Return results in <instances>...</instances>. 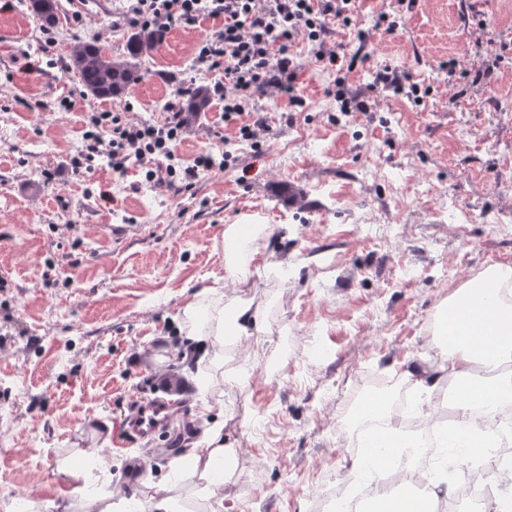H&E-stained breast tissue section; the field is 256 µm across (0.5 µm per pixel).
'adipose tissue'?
Here are the masks:
<instances>
[{"label": "adipose tissue", "mask_w": 512, "mask_h": 512, "mask_svg": "<svg viewBox=\"0 0 512 512\" xmlns=\"http://www.w3.org/2000/svg\"><path fill=\"white\" fill-rule=\"evenodd\" d=\"M495 286L489 293L473 296L464 288L448 299V315L442 321L447 345L441 353L439 377L416 375L420 391H432L439 379L455 386V441L462 461L479 459L491 476L500 468L491 453L492 442L485 439L478 422L482 412L512 403V266L495 267L490 272ZM258 322L251 302L236 297L230 303L213 299L208 288L195 292L182 308L180 329L195 337L197 349L209 354L211 344L223 342L225 332L236 339L249 338ZM237 454L226 446L220 430L214 429L177 459V466L205 484L220 486Z\"/></svg>", "instance_id": "ef3b65f1"}]
</instances>
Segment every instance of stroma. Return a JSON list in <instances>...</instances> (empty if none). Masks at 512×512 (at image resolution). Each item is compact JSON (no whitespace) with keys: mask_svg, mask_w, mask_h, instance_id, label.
Wrapping results in <instances>:
<instances>
[{"mask_svg":"<svg viewBox=\"0 0 512 512\" xmlns=\"http://www.w3.org/2000/svg\"><path fill=\"white\" fill-rule=\"evenodd\" d=\"M71 2L43 33L26 0H0V512L20 496L76 510L108 493L151 512L163 491L176 512H322L326 477H347L357 456L358 426L337 430V416L372 378L433 371L449 295L512 259V0H416L391 33L375 26L391 0L362 2L351 28L326 37L355 61L346 90L369 93L387 65L429 87L421 103L379 91L369 111L341 115L335 73L309 64L297 102L261 96L260 149L237 141L213 100L176 151L189 164L228 150L236 165L153 188L102 157L78 164L82 118L152 122L179 83L213 86L223 70L199 69L196 55L224 20L170 25L140 61L143 80L98 100L32 41L62 58L77 34L123 54L128 4ZM475 33L503 48L489 85L466 60ZM461 205L474 210L463 228ZM229 224L272 227L250 244L242 291L224 266ZM203 288L251 300L257 330L225 337L215 365L162 359ZM172 376L189 396L186 442L218 424L238 449L220 494L171 470V449H115L123 414ZM64 460L86 481L61 483Z\"/></svg>","mask_w":512,"mask_h":512,"instance_id":"obj_1","label":"stroma"}]
</instances>
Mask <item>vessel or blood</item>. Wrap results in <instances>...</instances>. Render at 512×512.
<instances>
[{
  "label": "vessel or blood",
  "instance_id": "obj_1",
  "mask_svg": "<svg viewBox=\"0 0 512 512\" xmlns=\"http://www.w3.org/2000/svg\"><path fill=\"white\" fill-rule=\"evenodd\" d=\"M163 391V396L134 403L119 426L123 440L152 442L159 435L171 433L176 420L174 400L182 396L183 388L178 379L171 378L165 382Z\"/></svg>",
  "mask_w": 512,
  "mask_h": 512
}]
</instances>
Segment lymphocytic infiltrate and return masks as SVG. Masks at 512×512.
Listing matches in <instances>:
<instances>
[{"label":"lymphocytic infiltrate","instance_id":"1","mask_svg":"<svg viewBox=\"0 0 512 512\" xmlns=\"http://www.w3.org/2000/svg\"><path fill=\"white\" fill-rule=\"evenodd\" d=\"M355 9V0H134L127 21L148 28L159 22L190 24L202 16L223 18V29L202 43L196 63L208 71L223 69L224 80L215 85L214 93L224 102V120L237 124L240 139L254 142L263 125L244 122L243 117L267 89L294 92L300 68L296 38L305 37L321 67L336 66L342 56L326 46L327 23H349ZM184 129L178 112L141 124L126 122L117 112H91L82 139L87 158L106 155L116 171L139 167L149 184L176 176L190 181L235 164L228 151L218 158L202 154L185 164L175 152Z\"/></svg>","mask_w":512,"mask_h":512}]
</instances>
